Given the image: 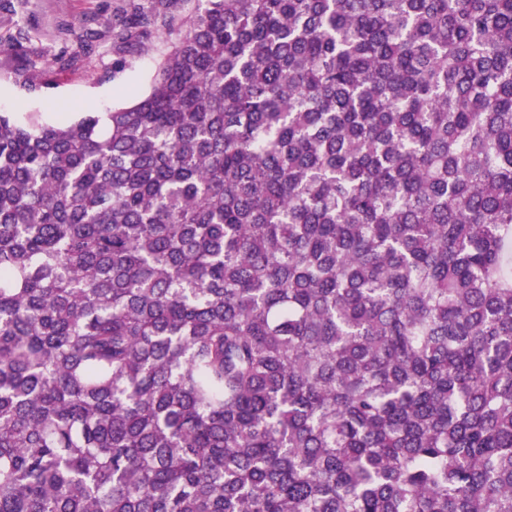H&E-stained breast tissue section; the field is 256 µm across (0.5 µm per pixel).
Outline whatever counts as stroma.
Masks as SVG:
<instances>
[{"mask_svg":"<svg viewBox=\"0 0 512 512\" xmlns=\"http://www.w3.org/2000/svg\"><path fill=\"white\" fill-rule=\"evenodd\" d=\"M126 0H0V34L15 47L0 49V113L26 123L64 124L80 112H107L149 92L165 46L151 38L122 69L112 27ZM94 35L83 53L76 29Z\"/></svg>","mask_w":512,"mask_h":512,"instance_id":"obj_1","label":"stroma"}]
</instances>
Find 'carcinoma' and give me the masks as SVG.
<instances>
[{
	"mask_svg": "<svg viewBox=\"0 0 512 512\" xmlns=\"http://www.w3.org/2000/svg\"><path fill=\"white\" fill-rule=\"evenodd\" d=\"M193 2L0 114V512H512V0Z\"/></svg>",
	"mask_w": 512,
	"mask_h": 512,
	"instance_id": "obj_1",
	"label": "carcinoma"
}]
</instances>
